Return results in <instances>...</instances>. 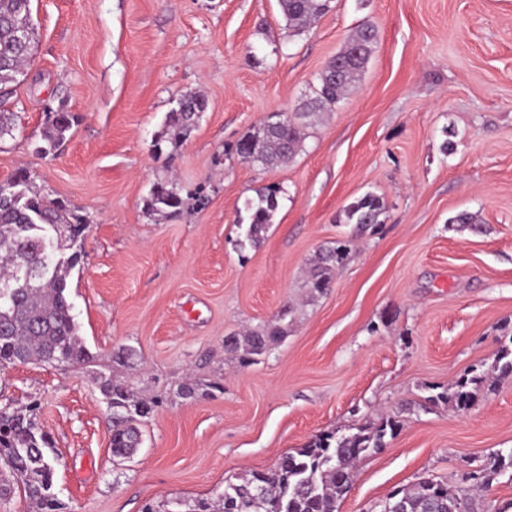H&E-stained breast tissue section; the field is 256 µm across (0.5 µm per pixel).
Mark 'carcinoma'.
I'll use <instances>...</instances> for the list:
<instances>
[{
	"mask_svg": "<svg viewBox=\"0 0 512 512\" xmlns=\"http://www.w3.org/2000/svg\"><path fill=\"white\" fill-rule=\"evenodd\" d=\"M332 0H278L289 32L301 35L330 10ZM37 32L31 19L30 0H0V142L13 137V113L3 109L20 83L31 60ZM377 43V31L364 25L347 38L343 48L316 77L311 96L288 123H262L248 131L235 145L241 160L262 168L286 166L303 148L304 130L312 119L331 112L359 81ZM206 109L199 92L178 98L166 119V134L185 138ZM47 122L43 144L36 153L43 158L54 153L75 124V117L59 111ZM279 189L270 187L248 200L245 243H257L278 207ZM184 205L173 179L155 183L146 199L147 209L161 215H176ZM382 199L367 193L344 209V223L359 230L381 224ZM87 221L67 206L42 196L32 186L24 168L0 183V368L37 361L52 366L88 362L92 355L82 340L68 296V277L79 263L77 242L84 237ZM353 240L336 242L319 252L311 267L307 288L321 294L330 287L336 268L352 252ZM284 309L276 322L242 336H229L225 348L240 356L244 364L265 354L282 336ZM498 376L512 375V339L498 351ZM107 402L111 421L112 457H132L142 443L140 423L155 407L151 400L128 385L104 374L96 378ZM491 378L473 368L456 383L428 401L443 402L460 410L471 407ZM37 405L13 408L0 405V462L8 474L0 473V496L11 483L23 488L35 512H58L53 477L59 459L48 434L38 426ZM398 421L388 418L376 427L361 426L349 434L317 437L313 442L284 455L276 468L261 477L251 472L224 487L218 500L198 499L185 512H336V500L346 490L355 463L386 445ZM477 512L476 499L461 494L442 481L424 480L398 490L385 501L380 512Z\"/></svg>",
	"mask_w": 512,
	"mask_h": 512,
	"instance_id": "1",
	"label": "carcinoma"
}]
</instances>
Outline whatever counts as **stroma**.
<instances>
[{
	"instance_id": "obj_1",
	"label": "stroma",
	"mask_w": 512,
	"mask_h": 512,
	"mask_svg": "<svg viewBox=\"0 0 512 512\" xmlns=\"http://www.w3.org/2000/svg\"><path fill=\"white\" fill-rule=\"evenodd\" d=\"M31 11L38 44L6 104L16 129L0 142V183L27 168L87 217L68 293L93 360L9 366L0 402L38 404L61 458L60 512L213 500L316 435L389 417L396 434L356 464L337 512H375L426 478L468 488L469 473L512 452V375L466 411L427 401L512 340V0H332L299 36L278 0H31ZM362 24L377 30L375 51L295 160L263 169L233 153L268 113L293 112ZM191 90L207 100L196 127L157 143ZM50 108L76 123L44 159ZM170 177L185 206L164 218L145 200ZM272 185V222L243 245L244 202ZM367 193L385 212L359 234L343 210ZM462 213L483 232L457 224ZM350 235L331 287L310 293L318 252ZM284 308L269 353L245 365L227 351L226 337ZM100 374L157 402L123 461ZM189 378L222 389L182 398Z\"/></svg>"
}]
</instances>
